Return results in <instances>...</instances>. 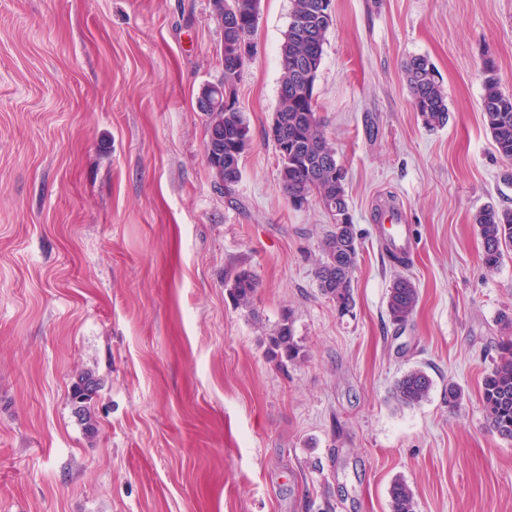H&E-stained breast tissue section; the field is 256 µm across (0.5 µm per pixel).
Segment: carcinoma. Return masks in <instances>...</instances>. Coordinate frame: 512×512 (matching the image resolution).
<instances>
[{"label": "carcinoma", "instance_id": "1", "mask_svg": "<svg viewBox=\"0 0 512 512\" xmlns=\"http://www.w3.org/2000/svg\"><path fill=\"white\" fill-rule=\"evenodd\" d=\"M228 9L215 16L224 24V39L236 40L255 30L244 29V21L258 13L256 0H225ZM325 0H293L291 15L302 17L306 23L288 27L281 46V76L277 112L273 121L286 132L285 151H276L280 184L289 203L308 201L315 197L329 209L331 202L340 207L332 215L333 224L320 243L322 258L315 270L317 288L321 295L336 304L342 316L352 312L355 300L352 293V275L360 253V242L352 224L349 198L346 191L344 166L336 159L335 150L329 146L322 131V120L317 112L314 96L315 81L321 65L325 36L333 19L325 14ZM308 60L310 79H305L295 65ZM224 60V94L218 103L204 111L205 143L211 148L212 157L207 166L221 188H230L234 182L229 175L241 176L240 161L249 146V127L244 113L239 109L225 111L226 101H236V82L240 70ZM482 112L493 146L503 158L512 159V95L505 94L495 75L494 64H485ZM434 67L424 57H413L404 66V75L410 89L415 111L429 128L443 127L448 123V106L439 83L434 77ZM483 243V263L490 270L501 264L504 252L512 250V210L491 206L479 210L474 216ZM257 290L255 275L248 269L235 274L230 296L241 308H249ZM418 291L407 276L393 281L387 297V315L397 329L404 327L416 308ZM268 353L281 361L298 359L300 347L295 341L292 325L283 319L276 335L270 337ZM432 380L421 369H414L396 381L392 398L405 407L424 402ZM97 389V380L90 373L82 375L73 385L71 400L75 413L90 432L95 430L94 420L88 409L91 393ZM482 401L487 426L503 439L512 440V336L501 344V352L492 368L483 378ZM391 512H415L411 488L402 480L394 481L389 488Z\"/></svg>", "mask_w": 512, "mask_h": 512}]
</instances>
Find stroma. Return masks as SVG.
<instances>
[{
  "label": "stroma",
  "mask_w": 512,
  "mask_h": 512,
  "mask_svg": "<svg viewBox=\"0 0 512 512\" xmlns=\"http://www.w3.org/2000/svg\"><path fill=\"white\" fill-rule=\"evenodd\" d=\"M315 82L363 249L352 314L314 278L332 219L292 208L269 135L292 0H260L237 80L242 176L205 159L204 85L223 76L212 0H0V512H512V441L483 377L512 314V252L490 272L473 215L512 209L481 97L512 94V0H332ZM448 104L431 129L403 63ZM410 225L406 263L382 244ZM259 281L252 310L228 284ZM401 274L418 292L397 331ZM301 352L267 355L282 317ZM427 399L401 407L413 369ZM91 371L87 433L69 391ZM462 399L449 409L448 385ZM434 73V67L424 57H413L404 66L413 107L423 123L432 129L443 127L448 122V106ZM418 291L407 276H399L393 281L387 297V315L396 328L404 327L416 308ZM432 386V380L421 369H414L396 381L392 390V398L397 405L412 407L424 402ZM392 512H415V500L411 488L402 480H395L389 488Z\"/></svg>",
  "instance_id": "stroma-1"
}]
</instances>
